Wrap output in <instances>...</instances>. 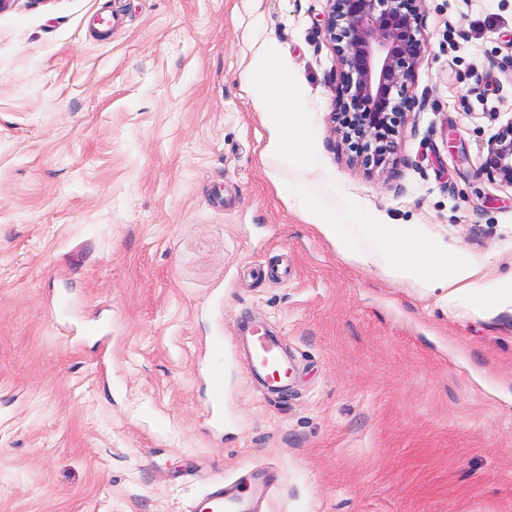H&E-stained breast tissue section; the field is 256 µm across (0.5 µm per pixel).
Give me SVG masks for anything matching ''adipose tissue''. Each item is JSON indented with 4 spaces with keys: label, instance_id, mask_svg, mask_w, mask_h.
<instances>
[{
    "label": "adipose tissue",
    "instance_id": "obj_1",
    "mask_svg": "<svg viewBox=\"0 0 512 512\" xmlns=\"http://www.w3.org/2000/svg\"><path fill=\"white\" fill-rule=\"evenodd\" d=\"M246 81L254 104L270 132L268 154L285 174L289 195L298 197L308 223L313 224L343 257L363 267L379 269L389 279L410 282L436 293L452 314L490 317L512 312V275L484 282L477 264L449 253L438 241L418 235L411 224H376L333 200L306 175L317 166L307 145L312 134L302 119L301 103L290 89L273 48L249 63Z\"/></svg>",
    "mask_w": 512,
    "mask_h": 512
}]
</instances>
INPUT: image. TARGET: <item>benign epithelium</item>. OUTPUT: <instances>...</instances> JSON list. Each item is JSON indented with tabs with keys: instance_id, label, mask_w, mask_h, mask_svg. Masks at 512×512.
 Wrapping results in <instances>:
<instances>
[{
	"instance_id": "1",
	"label": "benign epithelium",
	"mask_w": 512,
	"mask_h": 512,
	"mask_svg": "<svg viewBox=\"0 0 512 512\" xmlns=\"http://www.w3.org/2000/svg\"><path fill=\"white\" fill-rule=\"evenodd\" d=\"M417 0H329L322 30L341 72L334 118L352 161L373 172L398 150L409 84L426 45ZM481 171L512 184V120L488 144Z\"/></svg>"
}]
</instances>
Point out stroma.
Masks as SVG:
<instances>
[{"instance_id":"35a3bbf8","label":"stroma","mask_w":512,"mask_h":512,"mask_svg":"<svg viewBox=\"0 0 512 512\" xmlns=\"http://www.w3.org/2000/svg\"><path fill=\"white\" fill-rule=\"evenodd\" d=\"M328 4L0 12V512H189L251 468L274 482L255 512H512V313L451 316L337 254L282 191L242 80L274 40L311 181L503 276L512 185L479 166L512 121V0H421L413 105L371 174L332 120ZM250 318L294 362L283 393L245 369Z\"/></svg>"}]
</instances>
